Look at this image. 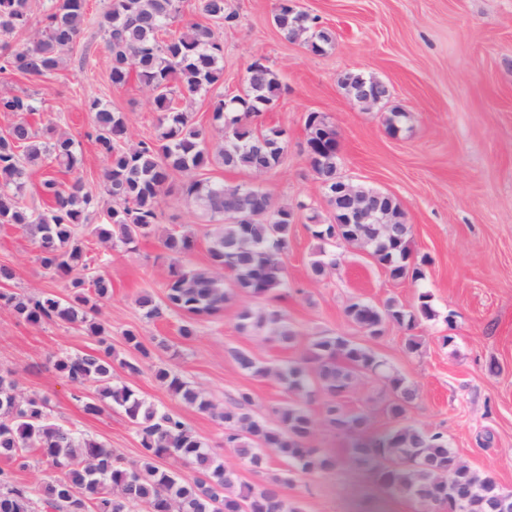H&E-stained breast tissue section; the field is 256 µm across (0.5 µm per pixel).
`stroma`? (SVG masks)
I'll use <instances>...</instances> for the list:
<instances>
[{
	"label": "stroma",
	"mask_w": 512,
	"mask_h": 512,
	"mask_svg": "<svg viewBox=\"0 0 512 512\" xmlns=\"http://www.w3.org/2000/svg\"><path fill=\"white\" fill-rule=\"evenodd\" d=\"M232 16L222 31L224 80L188 100L200 127H209L215 102L239 93L248 66L262 60L275 70L282 93L260 124L288 134L282 165L262 180L275 204L296 209L285 265L288 292L277 305L289 323L307 336L360 337L344 314L360 298L382 304L393 298L413 307L421 292L432 295L440 318L413 331L388 327L371 347L415 388L409 423L443 432L450 448L478 472L512 491V0H296L298 9L319 18L335 33L324 54L304 41L284 37L274 23L279 0H225ZM111 0H88V20L56 78L37 83L0 74V93L38 92L43 110L29 121L41 134H67L79 141L80 173L88 190L100 194L105 162L90 137L98 99L124 113L133 141L154 138L158 114L137 81L112 86L103 33L96 20ZM356 72L386 83L385 111L366 112L338 84ZM408 113L399 132L386 123L389 111ZM325 114L339 135L341 172L364 186L391 193L412 227L411 247L425 258V277L395 280L356 247L344 249L340 265L316 277L311 263L318 243L307 225L311 212L327 214L320 184L303 153L305 115ZM108 201L90 216L81 239L88 257L102 261L112 281V298L99 319L115 358L126 355L125 330L139 331L152 355L136 377L115 368L114 378L131 381L147 401L178 413L224 463L251 483L264 480L281 464L252 470L224 445V427L209 413L186 405L155 378L157 368L179 374L223 407L239 391L250 392L253 412L271 419L273 406L286 395L270 377L244 373L229 348L252 350L259 357L284 361L298 348H286L237 329L240 296L218 316L202 317L199 336L184 341L177 319L150 321L136 304L146 291L162 294L169 261L160 244L168 230L197 237L192 264L208 260V223L201 211L178 193L164 197L157 236L136 251L98 241L94 227L104 221ZM0 263L14 266L12 291H46L70 297L67 280L44 269L34 239L17 227L0 226ZM419 348L408 352L407 339ZM95 338L76 325L18 321L0 308V371H13L20 388L48 398L54 415L106 443L124 462L138 460L139 438L124 412L86 414L75 400V385L56 374L62 355L97 350ZM391 398L381 382L362 385L346 400L349 409L370 413V431L393 426L386 411ZM355 476L335 474L297 478L286 488L299 512H352L347 490Z\"/></svg>",
	"instance_id": "1"
}]
</instances>
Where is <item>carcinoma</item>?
<instances>
[{"label": "carcinoma", "instance_id": "cac0c4a2", "mask_svg": "<svg viewBox=\"0 0 512 512\" xmlns=\"http://www.w3.org/2000/svg\"><path fill=\"white\" fill-rule=\"evenodd\" d=\"M198 12L205 22H192L179 33H168L180 17L182 0H112L99 19L110 57L109 79L116 87L136 76L141 90L158 112L155 137L131 143L123 113L99 100L90 103L95 143L106 159L103 173L105 193L112 199L106 222L95 234L103 242H119L134 251L141 240L156 234L163 196L172 181L181 177L177 191L188 204L201 207L211 229L209 263L197 267L189 262L196 239L190 233L171 231L160 239L170 260L163 296L150 293L136 302L151 321L171 314L181 317L178 334L192 340L199 334L202 316H216L237 294L260 302L256 309L238 314L243 332L260 331L277 343L292 346L301 334L277 307L261 300L278 299L288 290L284 256L288 251L294 208L274 205L267 192L243 184H226L205 176L214 163L229 169H243L257 181L277 168L288 143L285 130H261L267 147H253L256 131L251 121L274 106L282 89L276 71L261 63L247 68L242 94L218 100L212 113V127L220 138L198 127L192 112L176 100L191 98L223 80L224 46L217 29L232 19L224 0H198ZM87 0H51L44 19L33 22L30 0H0V73H15L27 79L47 82L58 72L62 55L73 48L87 19ZM304 19L300 37L311 52L322 54L335 41V33L319 26L317 18L304 11L288 14L282 2L274 23L283 35ZM42 99L33 94L0 95V112L34 113ZM317 113L306 116L307 136H324L326 149L320 160L325 180L336 179V132L312 126ZM51 158L73 175L70 183L53 176L42 183V194L52 202L37 208L25 202L23 191L33 167ZM78 144L68 136L41 139L25 120L15 122L0 135V224L19 227L35 240L41 265L70 279L74 294L68 299L47 292L18 293L5 289L15 279L14 267L0 264V307L9 309L28 324L53 322L78 325L98 339L102 349L92 354L56 358L54 371L83 388L97 385L94 395H78L84 411L99 415L108 408H120L137 428L141 459L126 465L107 446L76 430L55 422L48 411V399L26 395L12 374L0 373V459L27 466L26 454L35 450L53 469L42 484H16L0 470V512H38L43 506L53 512H298L284 489L298 474L323 476L338 467H350L371 474L387 493L418 504L429 491L448 493L452 465L459 461L439 432L404 422L415 391L370 347L345 336L319 335L307 340L298 356L270 364L246 348H232L229 354L245 373L273 377L289 400L272 408L273 420L252 413L251 393L241 391L218 417L224 422V445L253 469H261L271 458L282 463L278 473L261 483H247L224 468L205 443L172 412L146 401L133 386L112 384V346L103 339L105 328L98 319L99 304L112 294V283L102 273L89 274L90 265L81 245L82 228L96 204L76 172ZM391 214L401 229L399 238L385 241L375 251L379 265L398 279H423L420 264L412 261L411 226L398 202ZM336 217L310 216L311 236L320 242L312 272L321 276L339 265L336 234L346 244L370 249L372 245L346 224L335 225ZM432 296L422 292L419 304L407 308L394 299L381 306L357 299L345 307V316L365 336L377 338L390 325L412 330L423 320H433ZM132 357L120 362L129 375L141 373L143 360L151 352L140 333H123ZM155 376L167 390L202 411L211 402L179 375L158 368ZM378 378L391 389L387 413L397 424L376 436H363L369 415L355 412L344 400L365 381ZM318 402V412L310 410ZM327 431L347 440V456L338 458L316 444L317 435ZM172 458L194 472L188 480L163 468L158 461ZM460 480L470 494V512H485L483 499L492 485L508 498L512 492L497 487L468 465L462 466Z\"/></svg>", "mask_w": 512, "mask_h": 512}]
</instances>
